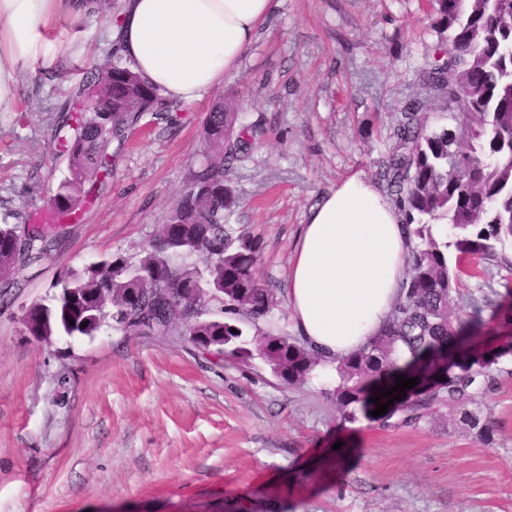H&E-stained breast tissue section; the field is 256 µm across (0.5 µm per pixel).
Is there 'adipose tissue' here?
I'll return each mask as SVG.
<instances>
[{
  "mask_svg": "<svg viewBox=\"0 0 512 512\" xmlns=\"http://www.w3.org/2000/svg\"><path fill=\"white\" fill-rule=\"evenodd\" d=\"M276 0H118L103 17L110 40L139 78L166 98L200 100L233 70ZM85 0H0V113L17 108L30 66L51 64L64 44L45 30L58 18L82 24ZM408 238L391 199L360 171L312 206L288 270L295 327L334 364L375 336L405 277Z\"/></svg>",
  "mask_w": 512,
  "mask_h": 512,
  "instance_id": "obj_1",
  "label": "adipose tissue"
}]
</instances>
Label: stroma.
I'll use <instances>...</instances> for the list:
<instances>
[{
  "instance_id": "obj_1",
  "label": "stroma",
  "mask_w": 512,
  "mask_h": 512,
  "mask_svg": "<svg viewBox=\"0 0 512 512\" xmlns=\"http://www.w3.org/2000/svg\"><path fill=\"white\" fill-rule=\"evenodd\" d=\"M277 2L220 86L112 141L93 203L49 259L16 272L0 302V512H512L510 355L481 398L485 444L444 402L410 423L360 413L347 432L327 374L290 386L261 359L220 361L183 336L106 327L45 344L26 332L25 308L60 272L136 256L154 238L225 97L253 129L228 175L229 221L261 238L255 275L279 300L271 323L293 332L287 273L307 212L354 172L377 180L437 36L428 0ZM46 36L69 51L23 76L16 112L0 115V214L17 224L47 215L67 165L53 121L113 51L87 23L61 19Z\"/></svg>"
}]
</instances>
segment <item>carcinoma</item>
<instances>
[{
	"mask_svg": "<svg viewBox=\"0 0 512 512\" xmlns=\"http://www.w3.org/2000/svg\"><path fill=\"white\" fill-rule=\"evenodd\" d=\"M431 27L437 40L422 75L424 94L400 111L393 144L380 164L385 192L396 203L411 242L408 277L380 334L336 366L332 391L346 419L373 405L382 382L401 372L418 378L380 416L386 420L410 402L406 419L438 401L483 441L491 429L476 397L494 381L495 365L512 344L478 346L490 322L512 327V298L471 295L467 308L452 304L462 264L504 260L498 247L512 243V0H435ZM433 101L461 116L453 128H429ZM165 104L122 57L86 71L73 95L59 139L66 174L50 198L53 222L0 220V295L19 287L12 274L48 257L63 237L60 221L78 218L93 193L86 184L108 169L107 148L147 112ZM244 129L232 103L217 101L203 128L204 162L165 224L136 257L110 256L80 271L65 270L49 301L37 300L23 318L31 336L93 337L103 327L126 335L181 333L198 349L208 338L212 356H260L290 386L306 382L319 364L314 350L288 334L261 330L275 307L274 289L255 276L262 244L230 224L224 211L234 197L225 174L238 161ZM446 225L451 233L438 231ZM455 267L448 264V252ZM253 338H247L249 328Z\"/></svg>",
	"mask_w": 512,
	"mask_h": 512,
	"instance_id": "1",
	"label": "carcinoma"
}]
</instances>
